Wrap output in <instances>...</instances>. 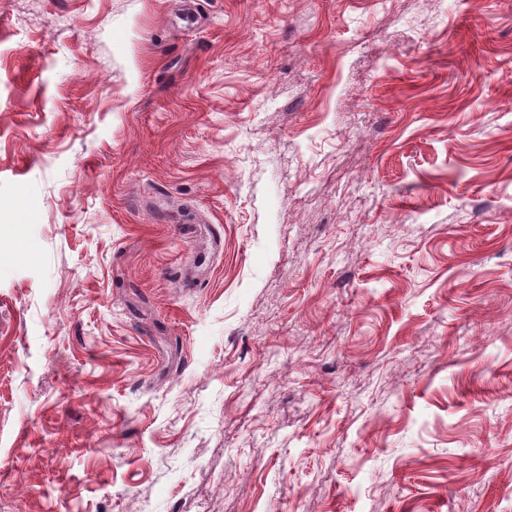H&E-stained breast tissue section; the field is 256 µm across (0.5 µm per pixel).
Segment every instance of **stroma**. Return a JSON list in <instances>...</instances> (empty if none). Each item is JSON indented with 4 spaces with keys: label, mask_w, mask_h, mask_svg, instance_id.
<instances>
[{
    "label": "stroma",
    "mask_w": 512,
    "mask_h": 512,
    "mask_svg": "<svg viewBox=\"0 0 512 512\" xmlns=\"http://www.w3.org/2000/svg\"><path fill=\"white\" fill-rule=\"evenodd\" d=\"M0 512H512V0H0Z\"/></svg>",
    "instance_id": "obj_1"
}]
</instances>
